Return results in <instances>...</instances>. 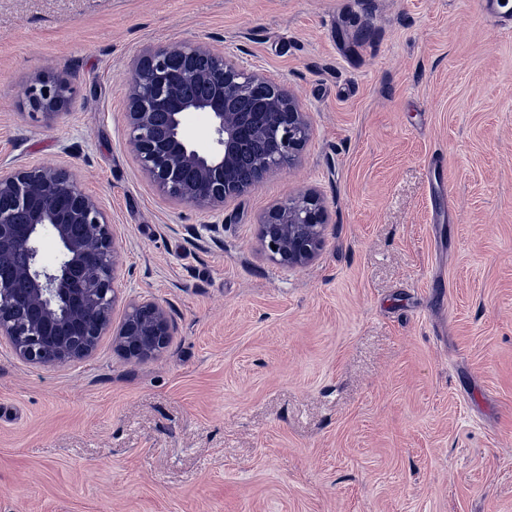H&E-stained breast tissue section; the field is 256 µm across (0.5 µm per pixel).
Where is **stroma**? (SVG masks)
I'll use <instances>...</instances> for the list:
<instances>
[{
	"label": "stroma",
	"mask_w": 512,
	"mask_h": 512,
	"mask_svg": "<svg viewBox=\"0 0 512 512\" xmlns=\"http://www.w3.org/2000/svg\"><path fill=\"white\" fill-rule=\"evenodd\" d=\"M478 0H0V167L74 170L124 298L163 303L141 362L28 364L0 343V512H512V35ZM222 41L310 116L301 161L223 214L127 149L148 46ZM64 79L59 114L29 87ZM314 189L313 261L257 248Z\"/></svg>",
	"instance_id": "obj_1"
}]
</instances>
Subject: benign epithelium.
I'll return each mask as SVG.
<instances>
[{
  "instance_id": "7a95c632",
  "label": "benign epithelium",
  "mask_w": 512,
  "mask_h": 512,
  "mask_svg": "<svg viewBox=\"0 0 512 512\" xmlns=\"http://www.w3.org/2000/svg\"><path fill=\"white\" fill-rule=\"evenodd\" d=\"M68 91L62 80L42 79L30 87L29 103L54 115L67 106ZM189 112L208 114L205 141L187 134ZM127 117L128 149L159 192L208 211L224 210L267 175L296 163L311 135L309 113L283 83L208 43L145 49L130 73ZM245 160L252 169L247 182L240 177ZM326 223L324 202L307 191L261 216L258 247L277 264L306 265L322 248ZM47 233L58 250L52 266L41 260ZM6 258L11 272L0 278V339L29 364L84 360L107 335L126 359L143 361L173 336L163 304L120 296L114 227L67 169L0 168V260ZM120 302L123 318L115 329L112 312Z\"/></svg>"
}]
</instances>
